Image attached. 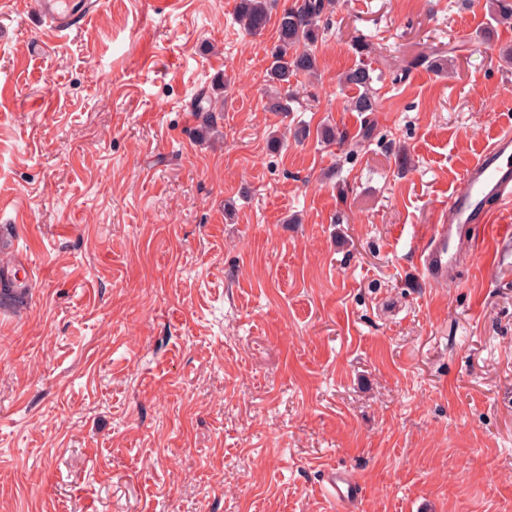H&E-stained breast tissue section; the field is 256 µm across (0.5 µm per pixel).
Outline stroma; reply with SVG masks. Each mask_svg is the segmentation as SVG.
I'll return each instance as SVG.
<instances>
[{"label":"stroma","mask_w":512,"mask_h":512,"mask_svg":"<svg viewBox=\"0 0 512 512\" xmlns=\"http://www.w3.org/2000/svg\"><path fill=\"white\" fill-rule=\"evenodd\" d=\"M237 2L106 0L57 40L0 7V263L35 268L0 296V512H512V280L417 265L512 125V23L337 0L282 113L296 0L255 35ZM345 83L349 86L363 88L364 92L352 98V110L356 112H372L375 110L374 95L370 93V84L372 77L370 71L364 67H357L350 70L344 79ZM328 484L332 489V497L336 499V502L354 503L360 495L358 484L345 471L336 469V472L328 480Z\"/></svg>","instance_id":"obj_1"}]
</instances>
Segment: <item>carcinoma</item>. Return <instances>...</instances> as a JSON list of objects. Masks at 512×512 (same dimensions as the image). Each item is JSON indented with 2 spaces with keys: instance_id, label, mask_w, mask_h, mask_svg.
Returning a JSON list of instances; mask_svg holds the SVG:
<instances>
[{
  "instance_id": "cac0c4a2",
  "label": "carcinoma",
  "mask_w": 512,
  "mask_h": 512,
  "mask_svg": "<svg viewBox=\"0 0 512 512\" xmlns=\"http://www.w3.org/2000/svg\"><path fill=\"white\" fill-rule=\"evenodd\" d=\"M325 9V0H301L289 7L277 20V46L270 67V78L281 85L289 84L298 75H311L317 71V57L312 50L321 38L320 18ZM492 19L497 23L512 21V0H495ZM236 20L249 34L265 29L270 20L267 0H239ZM372 77L364 67H357L345 75L349 86L364 89L352 98V110L372 112L375 110L374 95L370 93Z\"/></svg>"
}]
</instances>
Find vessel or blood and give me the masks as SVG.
Listing matches in <instances>:
<instances>
[{"label": "vessel or blood", "mask_w": 512, "mask_h": 512, "mask_svg": "<svg viewBox=\"0 0 512 512\" xmlns=\"http://www.w3.org/2000/svg\"><path fill=\"white\" fill-rule=\"evenodd\" d=\"M94 7L93 0H88L85 11L76 12L67 0H39L48 24L47 35L53 39L80 27ZM489 198L512 201V129L508 127L463 168L437 224L431 226L419 256L428 282L451 280L463 254L478 247L486 250L494 271L512 273V225L496 222L494 211L485 204ZM328 484L338 502L352 503L360 495L358 484L345 471L334 472Z\"/></svg>", "instance_id": "vessel-or-blood-1"}]
</instances>
